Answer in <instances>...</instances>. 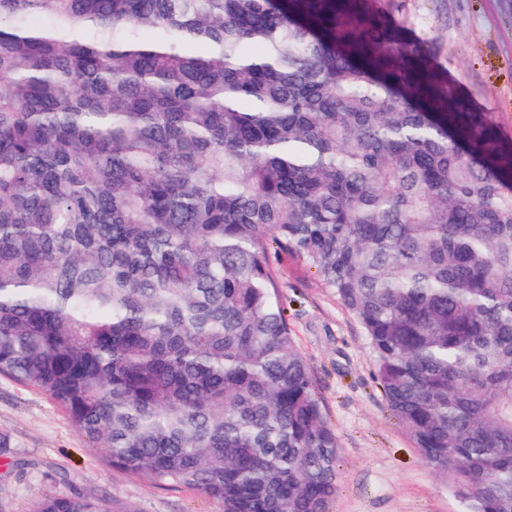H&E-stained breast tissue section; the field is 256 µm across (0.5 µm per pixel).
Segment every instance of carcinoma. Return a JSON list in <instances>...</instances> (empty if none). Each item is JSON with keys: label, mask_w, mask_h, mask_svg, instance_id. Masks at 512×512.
Listing matches in <instances>:
<instances>
[{"label": "carcinoma", "mask_w": 512, "mask_h": 512, "mask_svg": "<svg viewBox=\"0 0 512 512\" xmlns=\"http://www.w3.org/2000/svg\"><path fill=\"white\" fill-rule=\"evenodd\" d=\"M433 56L390 0H0V375L151 483L330 512L274 246L463 512H512V142Z\"/></svg>", "instance_id": "cac0c4a2"}]
</instances>
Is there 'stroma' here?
I'll list each match as a JSON object with an SVG mask.
<instances>
[{"instance_id": "1", "label": "stroma", "mask_w": 512, "mask_h": 512, "mask_svg": "<svg viewBox=\"0 0 512 512\" xmlns=\"http://www.w3.org/2000/svg\"><path fill=\"white\" fill-rule=\"evenodd\" d=\"M416 42L437 44L446 69L512 139V0H396ZM270 267L292 339L313 372L340 449L333 512H461L391 417L374 355L356 318L298 257L271 249ZM0 512H36L42 495L106 498L111 512H219L185 486L158 485L116 467L34 387L0 376Z\"/></svg>"}]
</instances>
